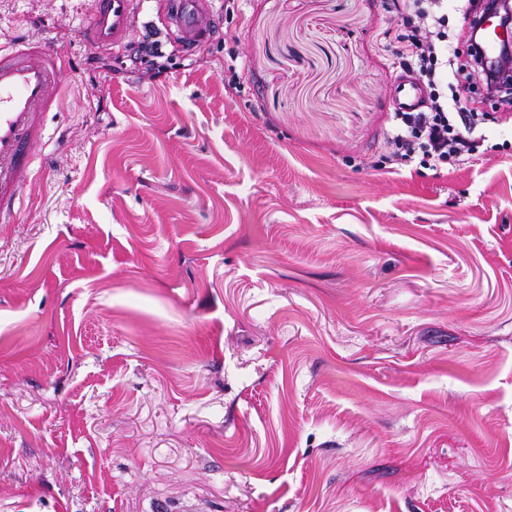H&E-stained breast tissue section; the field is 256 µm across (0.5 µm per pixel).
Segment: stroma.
Instances as JSON below:
<instances>
[{"label":"stroma","instance_id":"obj_1","mask_svg":"<svg viewBox=\"0 0 512 512\" xmlns=\"http://www.w3.org/2000/svg\"><path fill=\"white\" fill-rule=\"evenodd\" d=\"M62 52L0 217V512H512V121L382 161L387 0H240L166 76Z\"/></svg>","mask_w":512,"mask_h":512}]
</instances>
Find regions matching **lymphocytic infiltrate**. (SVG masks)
Segmentation results:
<instances>
[{
  "mask_svg": "<svg viewBox=\"0 0 512 512\" xmlns=\"http://www.w3.org/2000/svg\"><path fill=\"white\" fill-rule=\"evenodd\" d=\"M390 9L402 27L394 36L393 66L417 77L426 96L418 111L393 113L385 158L397 169L414 164L457 168L483 136L482 114L462 99V71L471 70L508 111L512 85L499 81L481 61L460 63L448 39L446 0H391Z\"/></svg>",
  "mask_w": 512,
  "mask_h": 512,
  "instance_id": "lymphocytic-infiltrate-1",
  "label": "lymphocytic infiltrate"
}]
</instances>
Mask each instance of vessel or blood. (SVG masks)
<instances>
[{"label": "vessel or blood", "mask_w": 512, "mask_h": 512, "mask_svg": "<svg viewBox=\"0 0 512 512\" xmlns=\"http://www.w3.org/2000/svg\"><path fill=\"white\" fill-rule=\"evenodd\" d=\"M216 0H155L163 27L185 51L208 40L219 14ZM144 0H93L83 30L87 43L121 51L133 33ZM64 66L60 53L39 41L22 40L0 48V210L13 206L30 173L33 152L45 134V118L58 105ZM424 93L412 77L395 82L392 106L416 110Z\"/></svg>", "instance_id": "b4317fda"}]
</instances>
